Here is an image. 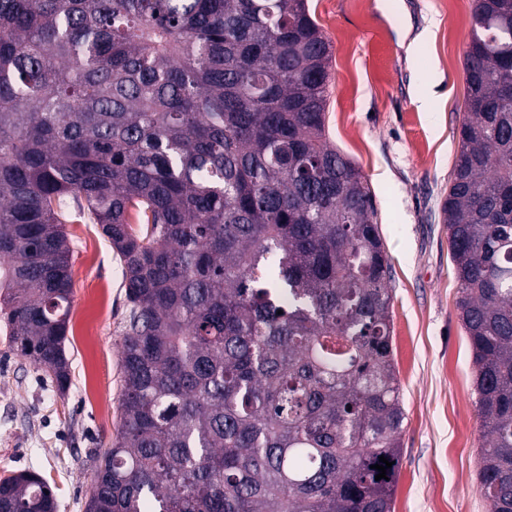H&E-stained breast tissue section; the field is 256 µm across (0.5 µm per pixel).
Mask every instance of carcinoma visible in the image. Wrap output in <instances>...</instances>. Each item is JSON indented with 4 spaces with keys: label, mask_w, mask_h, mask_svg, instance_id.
<instances>
[{
    "label": "carcinoma",
    "mask_w": 512,
    "mask_h": 512,
    "mask_svg": "<svg viewBox=\"0 0 512 512\" xmlns=\"http://www.w3.org/2000/svg\"><path fill=\"white\" fill-rule=\"evenodd\" d=\"M306 2L0 0L9 343L68 387L69 197L126 288L121 424L85 512H392V265L329 142L331 48ZM471 19L441 213L479 480L512 512V0H472ZM56 509L38 474L0 479V512Z\"/></svg>",
    "instance_id": "obj_1"
}]
</instances>
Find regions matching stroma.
<instances>
[{"label":"stroma","instance_id":"1","mask_svg":"<svg viewBox=\"0 0 512 512\" xmlns=\"http://www.w3.org/2000/svg\"><path fill=\"white\" fill-rule=\"evenodd\" d=\"M332 45L326 122L368 180L391 258L392 342L406 419L393 512H489L478 480L483 429L472 353L440 215L459 148L471 0H308ZM434 97L432 110L421 101ZM70 385L0 334V475L39 473L57 512H85L94 459L121 423L118 340L126 311L118 257L72 212Z\"/></svg>","mask_w":512,"mask_h":512}]
</instances>
